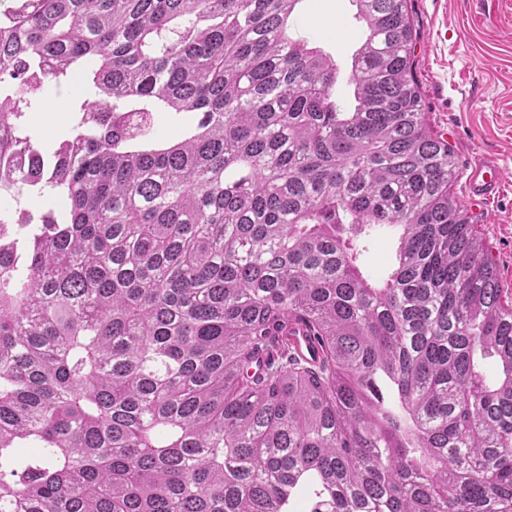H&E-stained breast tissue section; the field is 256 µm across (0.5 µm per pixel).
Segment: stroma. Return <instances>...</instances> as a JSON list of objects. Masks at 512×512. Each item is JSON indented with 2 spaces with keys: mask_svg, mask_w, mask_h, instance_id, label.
Here are the masks:
<instances>
[{
  "mask_svg": "<svg viewBox=\"0 0 512 512\" xmlns=\"http://www.w3.org/2000/svg\"><path fill=\"white\" fill-rule=\"evenodd\" d=\"M352 0H303L288 24L291 37L321 47L338 70L336 96L353 105L351 57L363 43L364 23ZM413 67L432 129L454 153L452 195L484 238L504 289L512 294V0H408ZM71 88L49 91L34 132L41 146L67 132ZM481 153L498 154L505 186L495 199L474 202L464 175Z\"/></svg>",
  "mask_w": 512,
  "mask_h": 512,
  "instance_id": "35a3bbf8",
  "label": "stroma"
}]
</instances>
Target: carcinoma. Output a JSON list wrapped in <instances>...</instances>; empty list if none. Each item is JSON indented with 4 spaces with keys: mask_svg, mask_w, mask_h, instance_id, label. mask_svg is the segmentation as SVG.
<instances>
[{
    "mask_svg": "<svg viewBox=\"0 0 512 512\" xmlns=\"http://www.w3.org/2000/svg\"><path fill=\"white\" fill-rule=\"evenodd\" d=\"M302 2L0 11V512H512V301L424 119L407 0H356L350 108L288 35ZM77 74L45 151L28 114ZM47 192L63 211L21 205ZM393 243V236L386 230L377 233V235L365 245V251L361 257L363 270L372 274L382 273L384 262L389 257ZM291 346L300 359L311 362L320 355V347L313 336L302 325L293 327Z\"/></svg>",
    "mask_w": 512,
    "mask_h": 512,
    "instance_id": "carcinoma-1",
    "label": "carcinoma"
}]
</instances>
